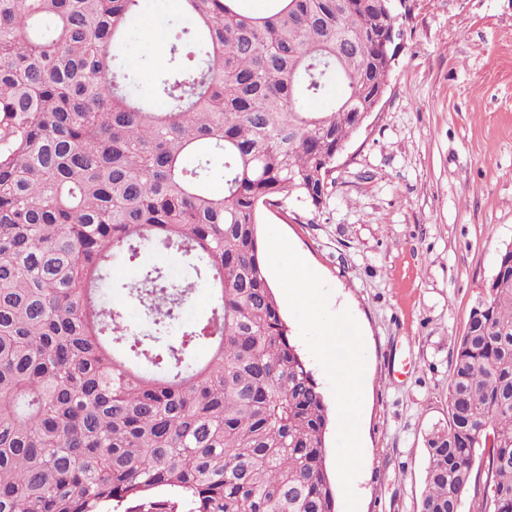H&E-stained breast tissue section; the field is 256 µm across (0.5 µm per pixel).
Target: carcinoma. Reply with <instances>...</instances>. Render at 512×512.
<instances>
[{"mask_svg":"<svg viewBox=\"0 0 512 512\" xmlns=\"http://www.w3.org/2000/svg\"><path fill=\"white\" fill-rule=\"evenodd\" d=\"M237 2L178 0L193 26L143 94L126 57L143 0H0V512H335L327 407L258 226L291 196L322 204L387 86L391 2ZM116 259L139 275L113 281ZM202 286L210 314L185 329ZM426 445L419 512H461L478 456L481 508L512 512V247Z\"/></svg>","mask_w":512,"mask_h":512,"instance_id":"cac0c4a2","label":"carcinoma"}]
</instances>
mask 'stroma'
Returning a JSON list of instances; mask_svg holds the SVG:
<instances>
[{"mask_svg": "<svg viewBox=\"0 0 512 512\" xmlns=\"http://www.w3.org/2000/svg\"><path fill=\"white\" fill-rule=\"evenodd\" d=\"M144 4L155 39L134 30L126 54L150 76L168 66L176 3ZM331 180L320 208L264 210L260 235L305 257L322 320L358 326L364 370L349 402L319 360L305 299L288 296L289 254L267 251L268 278L326 398L336 512H418L457 340L512 245V0H413L384 96ZM346 411L361 427L347 472Z\"/></svg>", "mask_w": 512, "mask_h": 512, "instance_id": "obj_1", "label": "stroma"}]
</instances>
